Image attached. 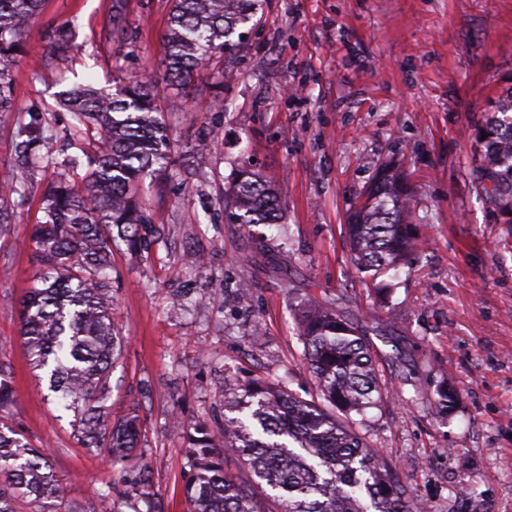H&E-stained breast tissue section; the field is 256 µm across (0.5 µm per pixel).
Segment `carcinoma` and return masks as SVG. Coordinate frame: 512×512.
Here are the masks:
<instances>
[{
    "label": "carcinoma",
    "mask_w": 512,
    "mask_h": 512,
    "mask_svg": "<svg viewBox=\"0 0 512 512\" xmlns=\"http://www.w3.org/2000/svg\"><path fill=\"white\" fill-rule=\"evenodd\" d=\"M263 2L171 0L162 36L171 84L192 88L214 56L240 47L257 27ZM43 3L0 0V113L15 111L13 68L25 55L27 27ZM123 22L122 0H113L112 34L120 43ZM71 50L61 30L45 59H63ZM57 104L70 113L73 134L97 146L84 153V175H57L42 199L43 218L31 233L40 266L22 301L21 335L32 368L44 371L58 404L73 412L77 440L96 449L109 469L131 475L138 492L149 484L139 416L133 410L114 421L107 405L122 351L112 326L108 270L117 241L134 253L148 249L152 230L139 186L166 174L170 128L147 82L138 78L113 93L92 85L63 90ZM481 129L486 138L475 139L478 180L512 230V93L498 100ZM25 135L33 152L53 139L37 119ZM23 193L13 174L0 176V224L10 223L9 199ZM224 211L234 224H279L283 203L277 184L250 163L233 173ZM415 214L402 171L392 164L378 168L346 224L359 273L376 279L406 262L415 247ZM296 320L321 401L265 379L224 392V410L233 417H224L223 436L203 422L186 431L188 512H422L353 427L352 415H363L384 394L361 326L316 299L297 305ZM14 405L10 371L0 365V512H16L19 499L33 504V512H54L58 479L50 454L7 422ZM229 454L248 478L225 470ZM254 485L270 492L258 498Z\"/></svg>",
    "instance_id": "1"
}]
</instances>
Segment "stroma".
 I'll list each match as a JSON object with an SVG mask.
<instances>
[{"mask_svg": "<svg viewBox=\"0 0 512 512\" xmlns=\"http://www.w3.org/2000/svg\"><path fill=\"white\" fill-rule=\"evenodd\" d=\"M168 0H125V42L112 0H46L13 72L14 112L0 117V174L25 181L0 233V362L17 393L14 425L51 452L62 504L118 512H186L185 433L224 425V389L255 377L302 398L316 393L293 306L327 299L362 325L385 394L356 426L430 512H512V235L477 182L474 134L512 87V0H270L239 51L213 59L231 80L206 79L172 99L161 36ZM74 48L43 51L59 29ZM151 83L179 163L141 194L159 234L112 259L113 322L125 343L112 369L113 416L138 401L148 501L73 436L72 417L29 365L19 299L38 269L32 226L58 164L82 157L56 94L74 85ZM57 134L54 166L29 174L20 128ZM208 139V152L193 146ZM405 169L418 202L416 254L363 280L343 234L345 213L385 162ZM275 179L282 223H228L232 168ZM204 258L186 264L187 253ZM457 392L452 408L442 389Z\"/></svg>", "mask_w": 512, "mask_h": 512, "instance_id": "35a3bbf8", "label": "stroma"}]
</instances>
